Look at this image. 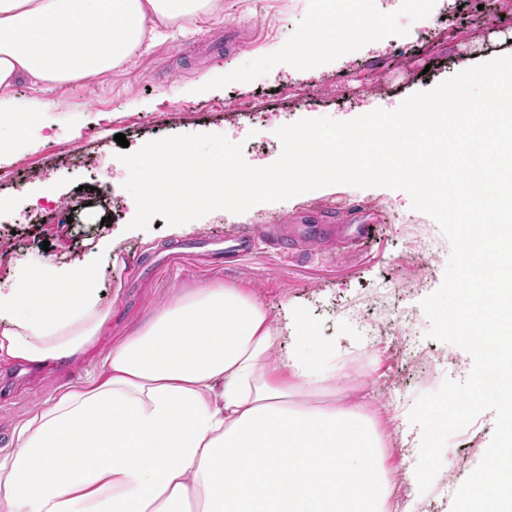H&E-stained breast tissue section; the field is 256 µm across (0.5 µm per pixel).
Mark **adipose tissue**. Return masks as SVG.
<instances>
[{
    "label": "adipose tissue",
    "mask_w": 512,
    "mask_h": 512,
    "mask_svg": "<svg viewBox=\"0 0 512 512\" xmlns=\"http://www.w3.org/2000/svg\"><path fill=\"white\" fill-rule=\"evenodd\" d=\"M211 0H0V87L66 83L121 65L158 24ZM92 266L0 290V358L34 366L105 335ZM282 331L233 285L176 297L112 347L93 386L63 393L0 458V512H392L382 437L363 408L288 405L336 390L312 334L271 364Z\"/></svg>",
    "instance_id": "ef3b65f1"
}]
</instances>
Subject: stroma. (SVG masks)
I'll use <instances>...</instances> for the list:
<instances>
[{"label": "stroma", "instance_id": "1", "mask_svg": "<svg viewBox=\"0 0 512 512\" xmlns=\"http://www.w3.org/2000/svg\"><path fill=\"white\" fill-rule=\"evenodd\" d=\"M376 11L371 37L324 53L303 38L316 0H215L207 13L159 26L157 37L97 77L56 85L21 78L0 88V97L29 110L0 123V197L10 201L0 210V289L47 268L72 273L90 261L112 305L107 335L84 357L42 369L0 360V457L35 412L65 391L97 382L113 344L176 295L220 281L246 288L272 327L293 331L303 322L315 328L345 364L335 393L294 395L292 404L359 400L381 434L385 469L398 474L416 462L421 431L409 413L431 392L432 378L428 367L410 363L403 346L415 342L450 353L443 379L465 380L472 369L465 350L426 337L430 322L420 302L441 286L451 253L437 223L413 210L405 191L333 185L242 214L215 210L193 220L186 236L253 230L255 248L229 266L213 267L204 247L176 265L162 264L159 253L178 250L184 236L163 224L129 229L136 205L123 187L128 169L114 139L125 134L134 151L172 135L221 134L242 144L248 164L265 167L281 154L276 131L283 125L392 111L416 92L512 53V0H420L410 9L403 0H377ZM233 25L246 26L256 46L212 63L204 43ZM354 204L383 218L359 248L326 239L280 252L265 242L267 225H289L300 210L339 212ZM426 234L438 236L440 253L416 250L415 240ZM381 286L391 291L388 301L369 304V290ZM360 310L383 329L381 350H366L356 325ZM493 432L494 415L486 411L453 435L444 453L457 459L456 470L440 469L426 493L405 487L413 512H451L452 501L439 487L466 480Z\"/></svg>", "mask_w": 512, "mask_h": 512}]
</instances>
